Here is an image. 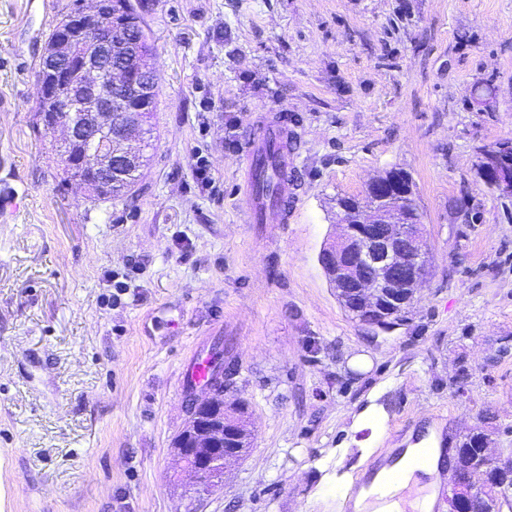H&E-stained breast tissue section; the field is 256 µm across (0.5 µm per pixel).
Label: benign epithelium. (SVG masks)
<instances>
[{
  "label": "benign epithelium",
  "instance_id": "benign-epithelium-1",
  "mask_svg": "<svg viewBox=\"0 0 512 512\" xmlns=\"http://www.w3.org/2000/svg\"><path fill=\"white\" fill-rule=\"evenodd\" d=\"M86 15L80 41L64 36L48 52L53 68L45 91L64 102L61 112L50 118L49 129L60 134L64 158L71 165L79 160L68 148L91 143L95 156L89 166L97 182L110 186L125 178L135 163L126 144L138 135L132 123L119 129L112 126L114 102L147 98L156 85V73L150 65L137 71L112 65V47L126 52L134 46L112 30L98 0H92ZM484 182L498 196H512L511 167L488 163ZM367 191L373 199L370 205H337L340 233L325 246L320 260L339 300L354 301L363 322L387 330L401 321L397 310L410 306L428 281L427 237L423 225L406 221L407 209L401 208L409 190H392L387 176L381 175L368 183ZM239 410L238 401L230 402L213 390L190 403L172 449L192 476L195 493L208 494L218 487L224 472L253 447L254 432ZM457 464L465 477L456 482L448 499L449 512H464L478 490L494 502L497 512L503 493L512 490V475L487 438H479L476 457L458 453Z\"/></svg>",
  "mask_w": 512,
  "mask_h": 512
}]
</instances>
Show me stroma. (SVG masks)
<instances>
[{
    "mask_svg": "<svg viewBox=\"0 0 512 512\" xmlns=\"http://www.w3.org/2000/svg\"><path fill=\"white\" fill-rule=\"evenodd\" d=\"M75 0H0V512H351L428 427L512 454V199L478 173L512 139V0H142L158 109L122 200L60 184L33 123ZM294 147L285 224H249L246 140ZM205 163L219 191L196 178ZM414 183L431 275L382 331L320 253L334 198ZM223 342L254 446L199 496L171 453L184 360ZM374 429L352 431L366 408Z\"/></svg>",
    "mask_w": 512,
    "mask_h": 512,
    "instance_id": "obj_1",
    "label": "stroma"
}]
</instances>
